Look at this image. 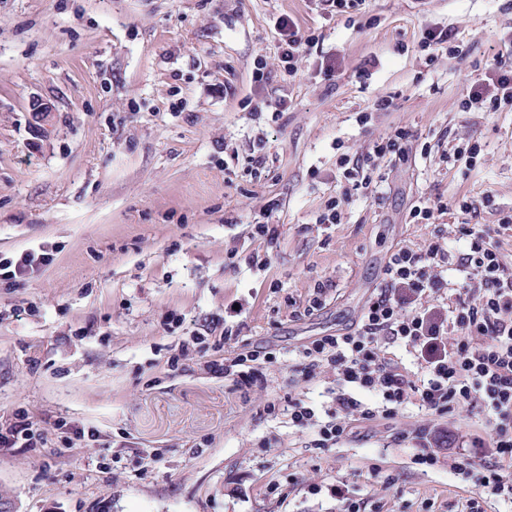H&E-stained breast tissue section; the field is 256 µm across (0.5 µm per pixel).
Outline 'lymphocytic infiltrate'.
Instances as JSON below:
<instances>
[{"mask_svg":"<svg viewBox=\"0 0 512 512\" xmlns=\"http://www.w3.org/2000/svg\"><path fill=\"white\" fill-rule=\"evenodd\" d=\"M281 61L295 74L300 52L318 44L315 35L302 32L289 16L277 17ZM487 111L512 109V62L496 60L482 79L474 81L460 106ZM417 145L415 135L403 127L379 137L356 161L340 156L339 165L356 194H378L382 163L406 161ZM438 204L418 198L408 219L433 224ZM426 248L403 247L390 254L382 279L363 306L353 331L313 340L301 352L307 378L324 369L336 374L344 390L336 405L318 418L304 399H289L288 420L310 429L315 445L332 448L348 435L356 422L393 420L410 404L438 416L461 412L481 422L485 434L473 446L453 453V471L481 487L484 495L512 499V268L501 258L488 229L467 221L433 224ZM465 241L467 250L455 254L451 239ZM460 272L449 285L448 271ZM454 298L445 309L434 302L444 288ZM404 342L424 363L420 378H413L389 347ZM354 387L373 395L365 403L346 394Z\"/></svg>","mask_w":512,"mask_h":512,"instance_id":"lymphocytic-infiltrate-1","label":"lymphocytic infiltrate"}]
</instances>
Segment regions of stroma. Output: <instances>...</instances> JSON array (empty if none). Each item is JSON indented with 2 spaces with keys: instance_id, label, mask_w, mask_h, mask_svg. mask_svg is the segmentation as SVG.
<instances>
[{
  "instance_id": "stroma-1",
  "label": "stroma",
  "mask_w": 512,
  "mask_h": 512,
  "mask_svg": "<svg viewBox=\"0 0 512 512\" xmlns=\"http://www.w3.org/2000/svg\"><path fill=\"white\" fill-rule=\"evenodd\" d=\"M281 15L320 37L292 77ZM429 27L451 30L466 58L442 49L427 64ZM511 38L512 0H363L336 15L317 0H0V255L53 256L0 286V427L22 408L39 428L94 433L0 447L8 512H336L340 491L365 512H460L479 496L448 448L435 466L414 462L417 428L460 437L473 429L466 414L411 407L319 449L266 406H332L334 374L305 380L300 353L354 328L394 250L424 247L437 223L492 229L512 211V112L459 107ZM330 59L329 84L319 69ZM282 96L276 122L244 106ZM36 98L52 107L40 122ZM381 98L388 111H374ZM398 127L482 152L470 168L435 152L382 166L379 197L317 223L347 187L340 153ZM257 148L267 163L255 172ZM421 197L449 208L409 223ZM462 197L474 213L459 211ZM264 217L279 230L271 244L252 235ZM318 286L323 304L307 311ZM231 305L240 315L227 317ZM174 315L183 323L170 332ZM227 324L238 332L224 356L276 357L256 383L207 369L211 350L168 366L181 341Z\"/></svg>"
}]
</instances>
